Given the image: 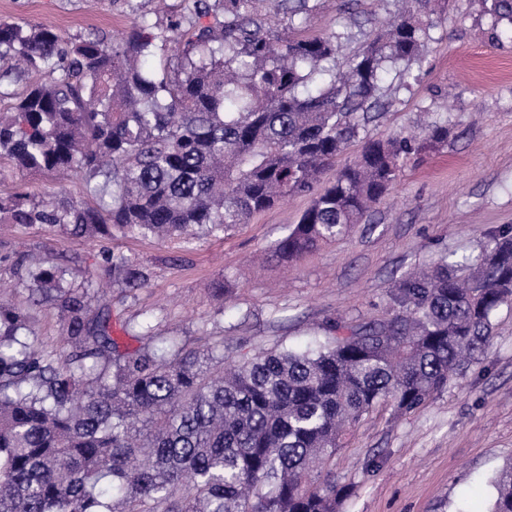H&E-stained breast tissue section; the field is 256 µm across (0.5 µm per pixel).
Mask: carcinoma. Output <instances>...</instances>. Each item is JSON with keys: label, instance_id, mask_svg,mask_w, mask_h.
Returning <instances> with one entry per match:
<instances>
[{"label": "carcinoma", "instance_id": "carcinoma-1", "mask_svg": "<svg viewBox=\"0 0 512 512\" xmlns=\"http://www.w3.org/2000/svg\"><path fill=\"white\" fill-rule=\"evenodd\" d=\"M191 17L140 20L118 36L71 39L47 24H0V160L21 172H71L96 205L0 198V223L93 240L222 237L296 195H313L272 249L298 261L344 236L390 189L400 161L448 138L445 126L367 138L357 159L316 185L379 111L391 75L422 62L410 5L336 72V35L265 29L269 0H190ZM512 26V0H488ZM171 44L176 72L146 67ZM29 74L47 79L21 94ZM48 258L22 280L60 313L63 349L30 343L31 315L0 302V512H336V483L311 468L342 428L383 401L424 406L489 347L512 302V227L474 258L437 261L395 281L385 317L323 327L304 347L244 355L168 342L120 350L94 284L133 293L140 263L101 254L83 286ZM490 512H512V463Z\"/></svg>", "mask_w": 512, "mask_h": 512}]
</instances>
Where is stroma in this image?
<instances>
[{
	"label": "stroma",
	"instance_id": "obj_1",
	"mask_svg": "<svg viewBox=\"0 0 512 512\" xmlns=\"http://www.w3.org/2000/svg\"><path fill=\"white\" fill-rule=\"evenodd\" d=\"M184 0L155 12L151 0L131 11L125 0H0V22H44L64 36H112L139 13L160 24L185 13ZM290 35L339 34L336 68L344 70L393 11V0H318L288 19L286 0H270ZM424 62L408 87L392 91L366 136L412 130L418 118L444 125L448 138L411 156L388 194L361 223L297 262L263 254L309 204L300 196L256 214L221 238L159 242L128 232L106 246L138 258L147 288L129 295L108 286L100 309L112 313L121 348L160 338L189 347L214 343L226 357L293 345L326 322L350 325L385 316L389 291L403 272L432 266L444 254L478 252L491 233L512 226V38L497 37L483 0H436ZM27 192L48 203H89L78 177L28 174L0 164V197ZM104 244L15 224H0V300L29 309L35 342L59 347L51 305H33L16 264L49 256L82 284ZM487 352L465 375L419 410L395 414L387 403L364 415L327 462L323 475L343 487L336 512H488L496 474L512 461V304L495 317Z\"/></svg>",
	"mask_w": 512,
	"mask_h": 512
}]
</instances>
